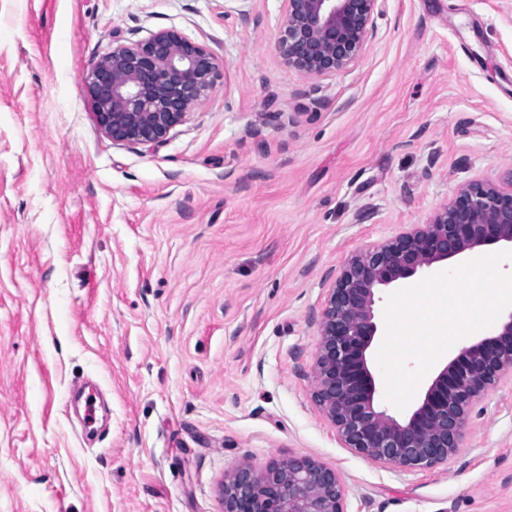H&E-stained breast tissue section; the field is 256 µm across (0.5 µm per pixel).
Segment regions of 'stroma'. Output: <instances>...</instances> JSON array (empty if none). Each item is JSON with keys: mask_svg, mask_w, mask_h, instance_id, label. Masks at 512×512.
I'll return each instance as SVG.
<instances>
[{"mask_svg": "<svg viewBox=\"0 0 512 512\" xmlns=\"http://www.w3.org/2000/svg\"><path fill=\"white\" fill-rule=\"evenodd\" d=\"M282 0H0V512H224L226 475L310 458L347 512H512V383L431 469L343 447L313 397L353 253L472 178L512 176V0H381L366 50L309 79ZM173 30L222 66L151 146L112 142L84 76ZM375 404L407 420L412 398ZM103 392L89 438L73 385Z\"/></svg>", "mask_w": 512, "mask_h": 512, "instance_id": "obj_1", "label": "stroma"}]
</instances>
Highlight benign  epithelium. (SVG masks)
Segmentation results:
<instances>
[{"label": "benign epithelium", "mask_w": 512, "mask_h": 512, "mask_svg": "<svg viewBox=\"0 0 512 512\" xmlns=\"http://www.w3.org/2000/svg\"><path fill=\"white\" fill-rule=\"evenodd\" d=\"M278 50L308 78L346 69L364 53L379 0H283ZM219 70L204 45L173 30L118 43L86 76L101 129L122 144L158 143L213 87ZM512 247V176L471 179L425 224L350 256L328 289L319 321L314 399L345 447L410 469L448 461L472 409L512 380V311L486 337L464 344L405 422L374 405L367 351L377 333L379 291L486 246ZM339 474L310 459L262 471L245 465L224 480V512H346Z\"/></svg>", "instance_id": "1"}]
</instances>
